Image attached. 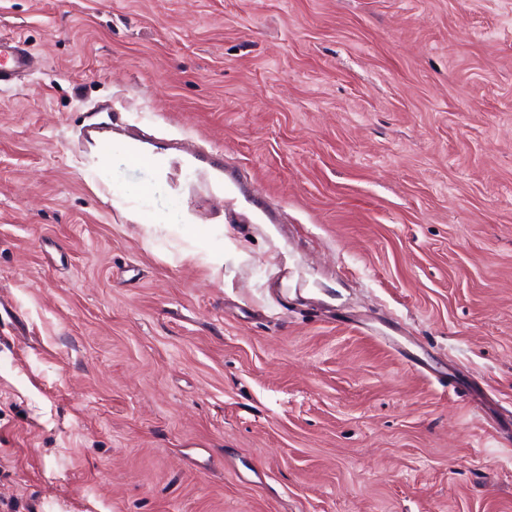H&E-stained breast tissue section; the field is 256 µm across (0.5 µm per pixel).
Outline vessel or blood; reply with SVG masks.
<instances>
[{"label":"vessel or blood","instance_id":"obj_1","mask_svg":"<svg viewBox=\"0 0 512 512\" xmlns=\"http://www.w3.org/2000/svg\"><path fill=\"white\" fill-rule=\"evenodd\" d=\"M34 71V56L23 40L13 36L0 35V88L14 87L23 76ZM121 117L115 109H108L104 120L87 126L83 138L93 142L97 153L91 164L95 175L101 176L104 184L112 186V204L145 216L149 213L148 202L153 193L152 183L169 178L172 156L167 149L148 147L144 140L126 139L122 136ZM122 149L126 165L148 171L151 182L139 188L137 196H129L120 188L121 178L112 171V152ZM186 165L203 171L213 183H222L224 163L222 159L204 154H192L184 159Z\"/></svg>","mask_w":512,"mask_h":512}]
</instances>
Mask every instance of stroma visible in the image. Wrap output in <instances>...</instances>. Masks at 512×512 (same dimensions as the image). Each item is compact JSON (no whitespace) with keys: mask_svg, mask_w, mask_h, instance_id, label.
<instances>
[{"mask_svg":"<svg viewBox=\"0 0 512 512\" xmlns=\"http://www.w3.org/2000/svg\"><path fill=\"white\" fill-rule=\"evenodd\" d=\"M0 512H512V0H0ZM243 188L113 209L82 128ZM34 71L31 49L18 37L0 35V88H12ZM184 164L194 166L203 171L209 180L215 184L224 183V163L223 159L212 158L205 154H189L184 157Z\"/></svg>","mask_w":512,"mask_h":512,"instance_id":"obj_1","label":"stroma"}]
</instances>
